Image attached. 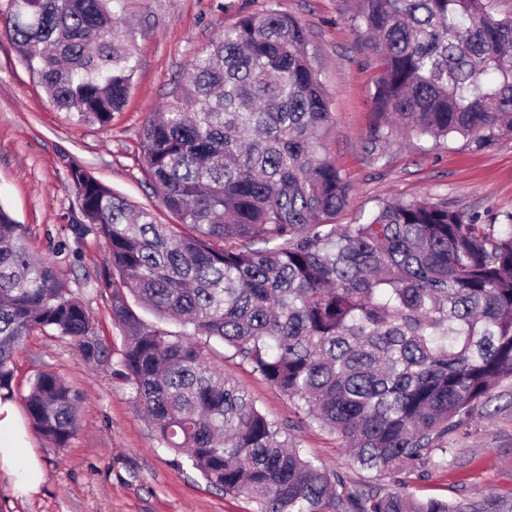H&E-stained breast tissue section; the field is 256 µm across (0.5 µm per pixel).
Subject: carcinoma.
Wrapping results in <instances>:
<instances>
[{
	"mask_svg": "<svg viewBox=\"0 0 512 512\" xmlns=\"http://www.w3.org/2000/svg\"><path fill=\"white\" fill-rule=\"evenodd\" d=\"M500 0H353L377 64V138L397 131L477 148L512 135V12ZM20 60L58 110L108 126L137 69L124 0H11ZM333 124L305 28L245 14L189 65L142 131L141 171L163 224L70 167L74 223L107 244L96 287L125 339L114 374L159 444L260 512H466L402 490L346 489L211 360V342L336 433L384 476L437 467L448 435L512 379V213L483 224L445 199H390L338 224L348 185L325 154ZM146 310L155 317L142 318ZM172 324L178 332L158 323ZM112 367L94 315L0 207V399L33 331ZM78 394L34 378L26 416L53 447Z\"/></svg>",
	"mask_w": 512,
	"mask_h": 512,
	"instance_id": "cac0c4a2",
	"label": "carcinoma"
}]
</instances>
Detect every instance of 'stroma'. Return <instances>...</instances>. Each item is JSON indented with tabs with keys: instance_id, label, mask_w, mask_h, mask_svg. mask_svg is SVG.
<instances>
[{
	"instance_id": "35a3bbf8",
	"label": "stroma",
	"mask_w": 512,
	"mask_h": 512,
	"mask_svg": "<svg viewBox=\"0 0 512 512\" xmlns=\"http://www.w3.org/2000/svg\"><path fill=\"white\" fill-rule=\"evenodd\" d=\"M274 5L306 28L330 94L334 123L326 152L349 187L336 221L370 214L388 198L426 196L479 214L482 223L512 212V137L479 149L463 139L435 142L414 135L377 140L372 110L378 69L351 22V0H125L128 18L148 26L136 41L138 69L127 103L110 127L73 122L57 110L22 65L11 40L0 35V207L22 225L31 251L53 261L62 278L99 321L114 353L124 346L109 302L94 286L107 251L94 233L71 218L78 198L71 166L86 168L112 191L173 219L140 169L142 130L187 73L190 61L244 14ZM59 373L79 394L78 429L66 447L50 445L26 415L18 421L42 467L34 493L20 490L0 469V512H260L257 500L233 496L192 470H178L136 412L130 389L111 370L86 363L64 342L42 332L28 336L14 357V398L22 400L38 372ZM224 371L255 398L258 408L287 427L302 448L348 486L386 489L403 484L421 499L512 512V382L500 384L488 409L449 435L450 450L429 473L383 477L358 469L342 440L299 415L292 401L238 360Z\"/></svg>"
}]
</instances>
